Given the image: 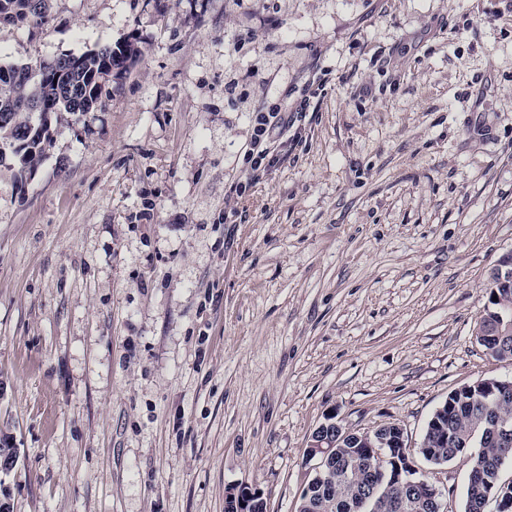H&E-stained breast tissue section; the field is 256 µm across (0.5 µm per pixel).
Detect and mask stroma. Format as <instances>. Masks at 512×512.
Returning <instances> with one entry per match:
<instances>
[{"label":"stroma","mask_w":512,"mask_h":512,"mask_svg":"<svg viewBox=\"0 0 512 512\" xmlns=\"http://www.w3.org/2000/svg\"><path fill=\"white\" fill-rule=\"evenodd\" d=\"M132 43L17 186L0 166L13 512H296L329 413L418 444L512 376L474 328L512 249V0H51L0 65ZM301 132L245 195L255 113ZM264 494L252 485L241 483L227 488L224 496V508L228 512H259L265 504ZM244 503V506H241ZM263 509V508H262ZM267 511V504L264 505Z\"/></svg>","instance_id":"stroma-1"}]
</instances>
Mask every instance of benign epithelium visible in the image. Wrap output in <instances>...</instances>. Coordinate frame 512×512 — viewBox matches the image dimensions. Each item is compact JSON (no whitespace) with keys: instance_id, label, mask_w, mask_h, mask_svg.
<instances>
[{"instance_id":"obj_1","label":"benign epithelium","mask_w":512,"mask_h":512,"mask_svg":"<svg viewBox=\"0 0 512 512\" xmlns=\"http://www.w3.org/2000/svg\"><path fill=\"white\" fill-rule=\"evenodd\" d=\"M483 388L486 395L494 398L512 396V378L488 380ZM346 446L364 448L366 454L382 459L383 449H404L408 444L404 429L398 423L392 428L381 424L358 435L344 427L337 415L331 413L312 432L307 445V459L318 460V468L327 473L337 468L333 449ZM413 460V454L405 451L390 458L395 467L392 482L398 491L397 501L406 508L431 509L435 504L444 502L438 471L421 472ZM265 502L264 493L246 483L227 488L224 496L226 512H259Z\"/></svg>"}]
</instances>
